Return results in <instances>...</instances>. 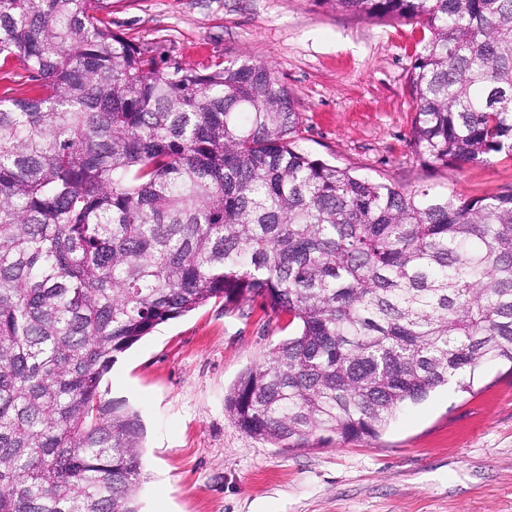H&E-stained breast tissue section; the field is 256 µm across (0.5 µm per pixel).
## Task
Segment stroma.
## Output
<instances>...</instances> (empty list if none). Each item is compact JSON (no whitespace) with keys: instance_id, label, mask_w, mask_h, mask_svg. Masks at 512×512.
Masks as SVG:
<instances>
[{"instance_id":"35a3bbf8","label":"stroma","mask_w":512,"mask_h":512,"mask_svg":"<svg viewBox=\"0 0 512 512\" xmlns=\"http://www.w3.org/2000/svg\"><path fill=\"white\" fill-rule=\"evenodd\" d=\"M114 31L205 71L273 67L300 114L299 151L407 191L478 198L512 188V154L433 168L410 145L408 73L429 33L317 0H111ZM260 303L211 301L159 325L114 364L101 403L143 426L140 512H512V367L486 365L398 412L379 437L283 448L244 433L224 397L285 337Z\"/></svg>"}]
</instances>
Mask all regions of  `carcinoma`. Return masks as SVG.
I'll return each instance as SVG.
<instances>
[{"instance_id":"1","label":"carcinoma","mask_w":512,"mask_h":512,"mask_svg":"<svg viewBox=\"0 0 512 512\" xmlns=\"http://www.w3.org/2000/svg\"><path fill=\"white\" fill-rule=\"evenodd\" d=\"M430 33L410 142L432 167L512 151V0H316ZM109 0H0V512H138L139 416L101 406L118 356L213 299L288 337L225 396L291 448L512 363V189L429 196L300 152L265 64L205 73L112 30ZM39 93V83L32 81L19 62L0 61V98L34 97Z\"/></svg>"}]
</instances>
